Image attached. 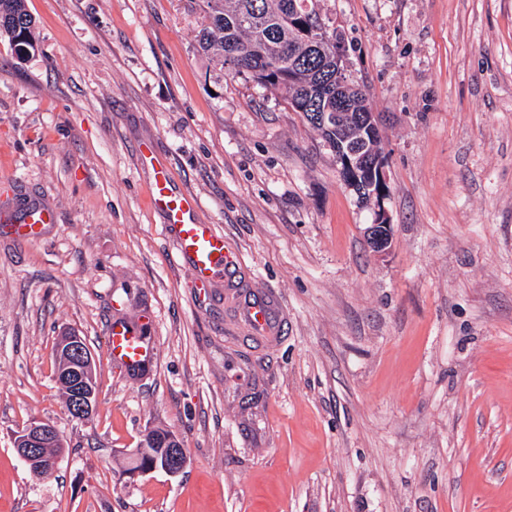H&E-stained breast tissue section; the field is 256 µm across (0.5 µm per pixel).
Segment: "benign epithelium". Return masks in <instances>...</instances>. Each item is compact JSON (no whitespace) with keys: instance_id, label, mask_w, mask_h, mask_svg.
Returning <instances> with one entry per match:
<instances>
[{"instance_id":"obj_1","label":"benign epithelium","mask_w":512,"mask_h":512,"mask_svg":"<svg viewBox=\"0 0 512 512\" xmlns=\"http://www.w3.org/2000/svg\"><path fill=\"white\" fill-rule=\"evenodd\" d=\"M325 61L334 71L336 85L350 73L347 55L341 48L325 51ZM366 146L357 148L346 145L341 135L334 138L336 162L347 188L355 193L360 202L373 211V221L365 233L372 252L384 253L391 243V224L384 208L389 195L386 157L383 148L384 133L376 119L370 114L365 121ZM57 359V378L68 389L70 408L81 419L90 417L95 408L93 357L82 337L75 332H64L57 338L54 349ZM152 444L160 448L154 454L141 450L138 467L132 473H145L160 468L171 475L181 472L187 464V451L180 439L172 434L158 431L152 435ZM61 447L55 427L49 423L34 422L19 432L15 438L18 455L37 475L43 476L54 470L56 458L43 453L45 448Z\"/></svg>"}]
</instances>
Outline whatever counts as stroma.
Listing matches in <instances>:
<instances>
[{
	"instance_id": "1",
	"label": "stroma",
	"mask_w": 512,
	"mask_h": 512,
	"mask_svg": "<svg viewBox=\"0 0 512 512\" xmlns=\"http://www.w3.org/2000/svg\"><path fill=\"white\" fill-rule=\"evenodd\" d=\"M386 132L392 242L320 132L197 50L188 0H25L0 40V512H512V0H319ZM150 142L239 259L198 297L150 200ZM274 302L273 343L246 299ZM155 357L113 363L115 318ZM94 358L68 412L53 348ZM59 432L55 470L14 441ZM153 429L189 457L128 470ZM7 39L18 58L34 52V20L24 0H0V39ZM56 215L53 209L45 205L30 207L21 224L14 226L16 240L30 242L41 238L49 224H55ZM54 355L58 364L57 378L68 389L71 411L76 418L90 417L96 394L91 352L79 334L64 332L57 338ZM60 447V437L55 427L49 423L33 422L20 431L15 438L18 455L39 476L54 470L56 458L53 455ZM43 448H49L50 456L43 453Z\"/></svg>"
}]
</instances>
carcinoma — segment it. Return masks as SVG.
I'll list each match as a JSON object with an SVG mask.
<instances>
[{"mask_svg":"<svg viewBox=\"0 0 512 512\" xmlns=\"http://www.w3.org/2000/svg\"><path fill=\"white\" fill-rule=\"evenodd\" d=\"M201 21L199 51L235 74L253 80L293 101L306 112L336 107L326 87L333 72L326 70L320 51L298 36L288 21L293 7L320 15L319 0H188ZM17 57L35 51L34 20L24 0H0V39Z\"/></svg>","mask_w":512,"mask_h":512,"instance_id":"1","label":"carcinoma"}]
</instances>
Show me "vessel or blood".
Wrapping results in <instances>:
<instances>
[{
    "label": "vessel or blood",
    "mask_w": 512,
    "mask_h": 512,
    "mask_svg": "<svg viewBox=\"0 0 512 512\" xmlns=\"http://www.w3.org/2000/svg\"><path fill=\"white\" fill-rule=\"evenodd\" d=\"M141 156L152 171L151 203L164 219L163 227L173 233L179 260L193 272L202 286H210L221 276H228L235 265L223 235L213 225L197 219L198 203L188 194L177 190L165 164L150 147H142ZM53 209L45 205L30 207L21 224L15 226L16 240L30 242L41 238L49 224L55 223ZM245 317L253 332L272 337L279 325L271 306L264 301H250L244 307ZM108 345L114 360L126 368L135 369L152 356L151 347L123 323H112Z\"/></svg>",
    "instance_id": "obj_1"
}]
</instances>
